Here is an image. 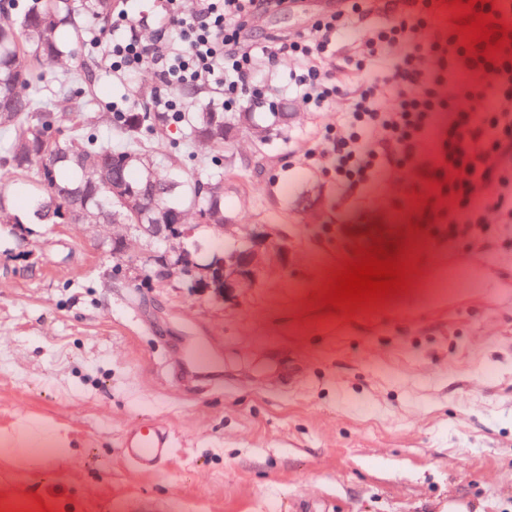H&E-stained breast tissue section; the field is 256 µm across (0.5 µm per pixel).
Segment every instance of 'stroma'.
Wrapping results in <instances>:
<instances>
[{
	"label": "stroma",
	"mask_w": 512,
	"mask_h": 512,
	"mask_svg": "<svg viewBox=\"0 0 512 512\" xmlns=\"http://www.w3.org/2000/svg\"><path fill=\"white\" fill-rule=\"evenodd\" d=\"M326 0L271 12L257 37L306 28ZM87 24L64 65L44 70L48 108L67 127L60 81L91 88L100 112L154 97L125 81ZM269 101L287 113L256 168L240 140L224 160V208L293 245L232 300L186 280L113 271L105 227L0 228V434L43 425L70 454L58 464L0 457V512H512V248L468 247L412 228L380 193L345 196L303 169L309 136L344 111H302L268 66ZM386 225L414 258L409 290L354 310L320 304L354 245L336 228ZM210 343L217 379L183 372L186 341ZM165 424L174 453L143 472L126 430Z\"/></svg>",
	"instance_id": "35a3bbf8"
}]
</instances>
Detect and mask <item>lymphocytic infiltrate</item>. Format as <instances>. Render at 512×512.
<instances>
[{"instance_id": "obj_1", "label": "lymphocytic infiltrate", "mask_w": 512, "mask_h": 512, "mask_svg": "<svg viewBox=\"0 0 512 512\" xmlns=\"http://www.w3.org/2000/svg\"><path fill=\"white\" fill-rule=\"evenodd\" d=\"M294 0H164L161 15L177 21V38L144 39V18L130 8L112 16L120 38L96 36L123 79L152 69L165 94L162 112H185V90L218 85L230 112L268 96L258 78L263 60L288 66V88L310 112L347 101L305 150L307 165L336 176L346 195L400 183L392 205L417 204L416 220L450 239L482 244L512 231V0H477L476 10L506 25L504 46L482 57L467 48L456 19L441 21L436 0H342L309 26L267 48L252 28ZM364 23L350 54L343 33Z\"/></svg>"}]
</instances>
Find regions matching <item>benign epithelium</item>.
Returning <instances> with one entry per match:
<instances>
[{
  "label": "benign epithelium",
  "mask_w": 512,
  "mask_h": 512,
  "mask_svg": "<svg viewBox=\"0 0 512 512\" xmlns=\"http://www.w3.org/2000/svg\"><path fill=\"white\" fill-rule=\"evenodd\" d=\"M141 233L137 249H132L128 235L112 234L132 270L144 260L160 259L162 278L201 280L216 293L229 298L238 288H252L265 275L271 263L288 268L290 245L267 224H226L224 234L233 240L224 255L207 264L193 259L188 241L196 227L191 224H138Z\"/></svg>",
  "instance_id": "7a95c632"
}]
</instances>
